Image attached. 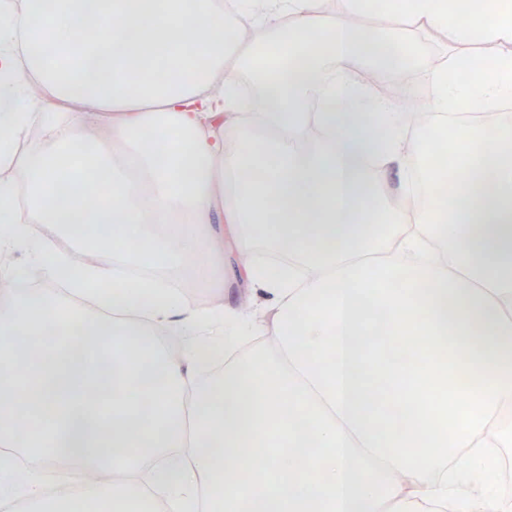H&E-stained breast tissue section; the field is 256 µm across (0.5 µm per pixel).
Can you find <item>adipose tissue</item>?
<instances>
[{
  "label": "adipose tissue",
  "instance_id": "adipose-tissue-1",
  "mask_svg": "<svg viewBox=\"0 0 512 512\" xmlns=\"http://www.w3.org/2000/svg\"><path fill=\"white\" fill-rule=\"evenodd\" d=\"M95 2L0 0V255H31L0 290V512H512L493 490L512 447V0L464 25L454 0H389L435 56L349 24L377 0ZM51 11L104 31L68 79L34 53L63 48ZM373 67L417 73L425 123L360 81ZM264 224L288 257L274 276L251 258ZM65 239L98 250L64 301L43 283ZM188 259L216 304L176 289ZM369 310L386 344L453 340L449 382L473 378L456 416L430 413L421 360L380 377L406 427L368 397ZM62 466L108 476L47 483Z\"/></svg>",
  "mask_w": 512,
  "mask_h": 512
}]
</instances>
